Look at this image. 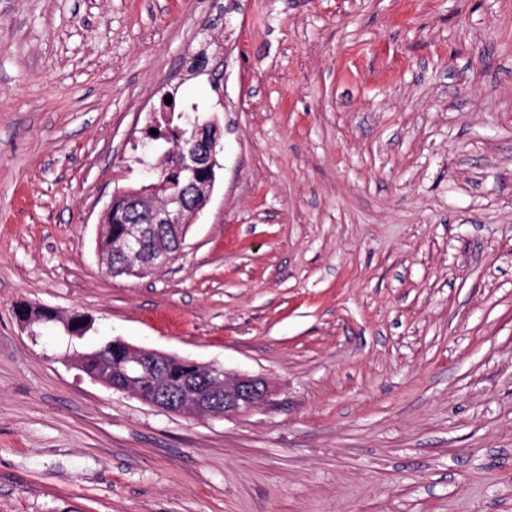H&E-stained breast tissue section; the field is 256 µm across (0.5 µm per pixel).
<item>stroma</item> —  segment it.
<instances>
[{
    "label": "stroma",
    "mask_w": 512,
    "mask_h": 512,
    "mask_svg": "<svg viewBox=\"0 0 512 512\" xmlns=\"http://www.w3.org/2000/svg\"><path fill=\"white\" fill-rule=\"evenodd\" d=\"M169 93L221 167L114 278ZM104 336L272 394L161 411L80 370ZM0 512H512V0H0ZM45 311L50 315L53 322L67 323L72 317L69 325H62L66 334L72 338H82L91 329V320H89L88 316L84 314H72L73 316H67L53 309H46ZM46 312L39 313L38 311H34L32 315L34 323H42L43 321L47 322L49 316Z\"/></svg>",
    "instance_id": "stroma-1"
}]
</instances>
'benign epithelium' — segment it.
<instances>
[{"label": "benign epithelium", "mask_w": 512, "mask_h": 512, "mask_svg": "<svg viewBox=\"0 0 512 512\" xmlns=\"http://www.w3.org/2000/svg\"><path fill=\"white\" fill-rule=\"evenodd\" d=\"M195 143L181 155L182 162H168L157 167L154 180L144 191L120 190L112 195L107 208L124 212L120 231L103 233L97 247L106 272L116 274L113 257L127 258L122 265L128 276L146 275L169 264L182 251L191 224L206 206L213 187L221 131L213 122L194 124ZM188 173V183L180 191L167 192L172 173ZM125 351L119 363L108 364L107 374L99 378L105 387L116 392L141 397L140 374L148 365L164 359L165 353L133 347L118 339ZM202 379L189 380L172 390L161 379L155 388L165 396L176 392L172 412L197 417L223 418L248 413L268 401V382L249 374L230 373L218 364L194 363Z\"/></svg>", "instance_id": "7a95c632"}]
</instances>
